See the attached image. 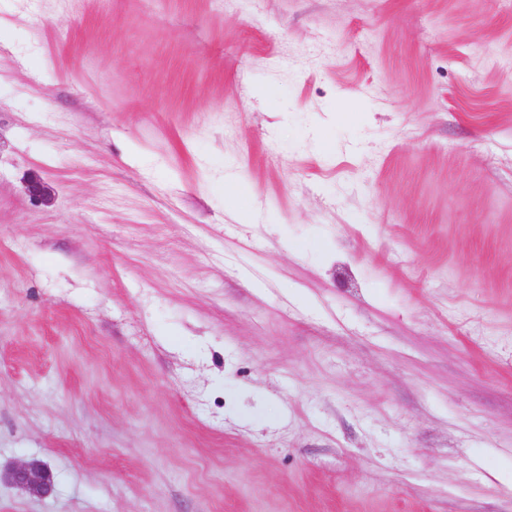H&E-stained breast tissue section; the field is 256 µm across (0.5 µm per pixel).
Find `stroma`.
Returning <instances> with one entry per match:
<instances>
[{
	"instance_id": "35a3bbf8",
	"label": "stroma",
	"mask_w": 512,
	"mask_h": 512,
	"mask_svg": "<svg viewBox=\"0 0 512 512\" xmlns=\"http://www.w3.org/2000/svg\"><path fill=\"white\" fill-rule=\"evenodd\" d=\"M30 459L0 512H512V0H0ZM10 482L34 497H46L54 488L51 469L40 460L19 462L9 474Z\"/></svg>"
}]
</instances>
